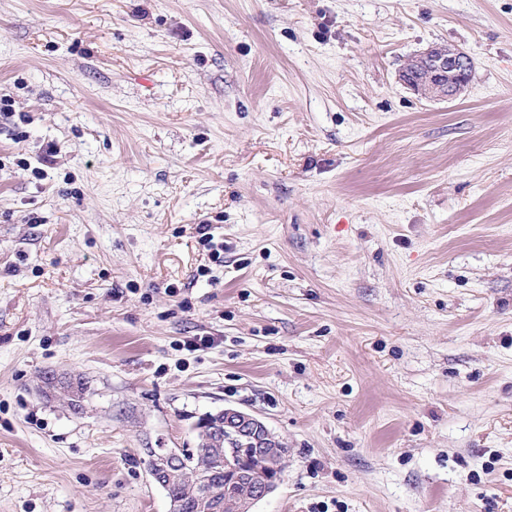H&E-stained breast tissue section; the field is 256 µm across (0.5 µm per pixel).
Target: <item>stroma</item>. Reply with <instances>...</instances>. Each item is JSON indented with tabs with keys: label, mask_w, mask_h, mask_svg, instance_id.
I'll use <instances>...</instances> for the list:
<instances>
[{
	"label": "stroma",
	"mask_w": 512,
	"mask_h": 512,
	"mask_svg": "<svg viewBox=\"0 0 512 512\" xmlns=\"http://www.w3.org/2000/svg\"><path fill=\"white\" fill-rule=\"evenodd\" d=\"M0 95V512H168L227 407L254 512H512V0H0ZM470 72L467 54L446 44L409 57L400 76L412 91L425 99H450L464 91ZM218 415H223V422L216 423L219 427L215 430L221 429L230 435V439L251 446L252 453L257 459L282 457V441L257 416L236 408H224ZM218 420L222 421L212 413H206L198 419V443L192 452L184 450L182 453L180 448H164L165 451L162 452L157 448L145 449V454L153 460V466L148 470L149 475L159 487H166L167 482L178 476L182 470L181 476L168 483L165 490L167 497L178 503V512H233L224 510L227 506L224 501V487L225 495L233 500L242 495L252 483L245 498L234 506V511L246 512L272 494L281 482L282 474L276 470L275 474L254 483L266 471L271 470L276 462L265 461L261 464L246 453L237 449L230 450L225 441L221 448L215 447L211 429L216 427L215 422ZM224 458L229 460L225 463L226 466L230 464L225 472ZM211 486L222 490L220 499L207 500L202 496L200 490ZM219 489H212V494L218 495Z\"/></svg>",
	"instance_id": "1"
}]
</instances>
